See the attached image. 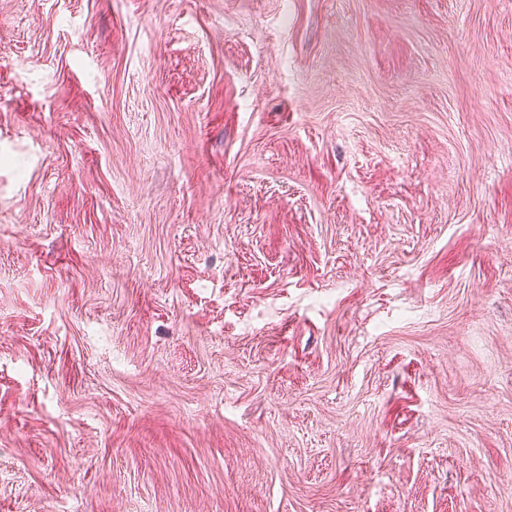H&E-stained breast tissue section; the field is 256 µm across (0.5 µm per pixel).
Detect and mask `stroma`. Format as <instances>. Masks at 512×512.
<instances>
[{
	"label": "stroma",
	"instance_id": "35a3bbf8",
	"mask_svg": "<svg viewBox=\"0 0 512 512\" xmlns=\"http://www.w3.org/2000/svg\"><path fill=\"white\" fill-rule=\"evenodd\" d=\"M0 512H512V0H0Z\"/></svg>",
	"mask_w": 512,
	"mask_h": 512
}]
</instances>
